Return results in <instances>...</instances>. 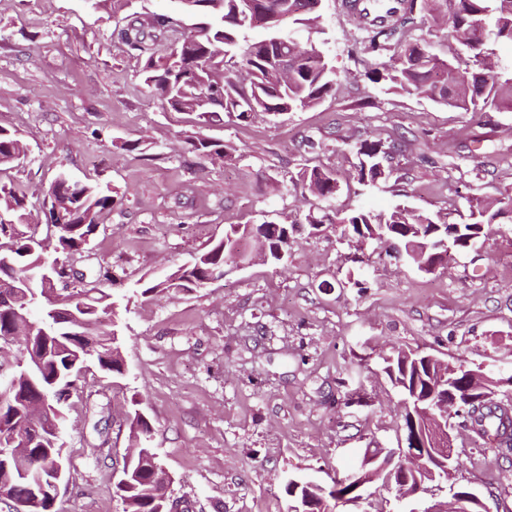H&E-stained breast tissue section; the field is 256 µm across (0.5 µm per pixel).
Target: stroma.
Wrapping results in <instances>:
<instances>
[{"label": "stroma", "mask_w": 512, "mask_h": 512, "mask_svg": "<svg viewBox=\"0 0 512 512\" xmlns=\"http://www.w3.org/2000/svg\"><path fill=\"white\" fill-rule=\"evenodd\" d=\"M341 2L319 9L334 91L306 110L206 125L235 149L222 163L183 153L194 118L144 85L140 59L113 36L109 0H0V126L29 146L0 184L25 187L37 211L62 171L116 192L72 263L100 272L96 286L111 297L131 298L117 316L123 373L91 368L70 399L57 512H123L115 490L137 409L183 512H287L288 477L329 484L355 476L366 449L405 447L400 395L382 370L391 347L512 372V223L426 275L305 222L320 201L292 176L320 163L352 182L366 138L396 145L397 169L337 204L387 210L403 199L433 214L467 195H512V110L461 112L372 82L374 59ZM133 141L138 150H124ZM266 221L294 228L281 265L134 294L229 225ZM456 451L453 483L485 495L491 512H512V452L465 427Z\"/></svg>", "instance_id": "obj_1"}]
</instances>
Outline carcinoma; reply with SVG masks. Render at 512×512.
Segmentation results:
<instances>
[{"label":"carcinoma","instance_id":"obj_1","mask_svg":"<svg viewBox=\"0 0 512 512\" xmlns=\"http://www.w3.org/2000/svg\"><path fill=\"white\" fill-rule=\"evenodd\" d=\"M178 8L169 13L154 14V26L143 29L137 17L115 30L118 42L144 60L143 80L174 112L205 117L223 112L241 122L262 113L282 115L312 108L331 93L335 71L321 43L301 41L298 29L310 27L321 0H176ZM378 15L371 17L366 9L348 5L363 34L364 51L379 55L391 52L389 60L377 64L368 74L373 82L389 83L394 92H406L429 98L448 108L464 112H490L512 109V72L487 69L491 55L485 31L493 26L499 41L512 44V0H397L388 7L384 0H370ZM425 13V20L438 30H447L448 38L466 51L470 67H461L456 58L435 53L431 42L412 35L415 13ZM260 31L257 37L252 32ZM186 151L202 157L232 158L233 148L201 132L187 136ZM395 146L380 140L360 142L355 180L361 187L374 186L390 178ZM27 144L20 135L0 127V168L10 167L27 156ZM297 180L308 188L323 184L320 199L328 206L310 211L305 223L316 229L322 224H339L348 241L365 243L383 249L398 242L411 244V250L422 255L425 250H438L437 244L450 240L457 250L480 231L482 224L512 222V198L508 205L491 197H469L465 223H450L448 216L418 213L397 204L386 212L364 206L337 210L329 207L340 191L336 174L314 166L297 173ZM27 190L0 184V278H13V287L0 289V332L6 327L4 312L17 308L24 313L33 331L24 343L15 345L24 359L40 355L50 347L56 355L47 358L38 374L23 370L14 374L15 389L11 398L0 404V433L16 435L25 430L24 401L31 385L48 388L56 400L58 413L28 455L13 458L0 454V495L18 490V472L29 465L39 466L47 454L57 452L63 405L69 399L86 363L94 362L105 372H121L123 356L118 337L103 321L112 315L110 296L95 288L78 293L75 305L78 319L69 331L51 329L48 322L33 315L36 303L25 285V270L42 258L51 263L52 255L62 259L82 251L91 235L100 227V218L117 203L111 190L98 184L73 182L51 183L45 191L48 200L62 199L64 223L51 233L54 241L45 243L29 232ZM249 225L231 228V235L217 240L197 254L192 264L179 265L162 278L144 281L142 294L163 293L175 287L193 291L206 285L214 273L224 271L240 256L243 240L252 238ZM288 226L277 224L269 230L266 242L254 240L255 249L267 246L269 263L278 264L288 250ZM441 365L428 360V354L392 347L384 358V373L400 394L428 397L430 386ZM471 418L481 427V440H492L508 430L512 420L501 409H474ZM130 439L137 462L130 465V479L116 486L125 505L124 512H157L154 504L160 496L151 482L150 458L153 426L140 410L134 411L129 423ZM351 484L338 483L336 489L285 484V493L298 490L311 505L310 512H328L331 499L346 493Z\"/></svg>","mask_w":512,"mask_h":512}]
</instances>
